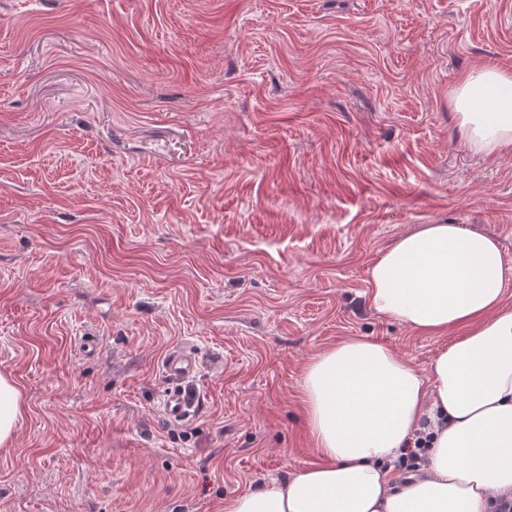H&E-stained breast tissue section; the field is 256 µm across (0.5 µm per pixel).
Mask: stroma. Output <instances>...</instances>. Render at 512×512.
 <instances>
[{
	"label": "stroma",
	"mask_w": 512,
	"mask_h": 512,
	"mask_svg": "<svg viewBox=\"0 0 512 512\" xmlns=\"http://www.w3.org/2000/svg\"><path fill=\"white\" fill-rule=\"evenodd\" d=\"M481 65L512 73V0H0V512H224L320 463L313 355L428 372L443 338L373 310L369 268L448 223L512 269V152L448 101ZM199 355L187 348L169 351L161 361L163 376L171 387L163 399V409L172 421L185 420L194 406V399L182 388V384L194 377L199 371ZM22 415L19 386L8 374L0 373V445H6Z\"/></svg>",
	"instance_id": "1"
}]
</instances>
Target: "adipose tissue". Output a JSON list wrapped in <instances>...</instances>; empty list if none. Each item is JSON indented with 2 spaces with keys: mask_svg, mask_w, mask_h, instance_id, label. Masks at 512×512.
<instances>
[{
  "mask_svg": "<svg viewBox=\"0 0 512 512\" xmlns=\"http://www.w3.org/2000/svg\"><path fill=\"white\" fill-rule=\"evenodd\" d=\"M466 146L512 149V74L482 65L449 93ZM498 242L459 224H423L369 270L368 301L422 336L459 335L429 375L362 336L314 355L303 375L321 463L244 491L224 512H491L512 498V308ZM22 415L21 391L0 373V445ZM434 421L423 477L394 484L388 463Z\"/></svg>",
  "mask_w": 512,
  "mask_h": 512,
  "instance_id": "obj_1",
  "label": "adipose tissue"
}]
</instances>
